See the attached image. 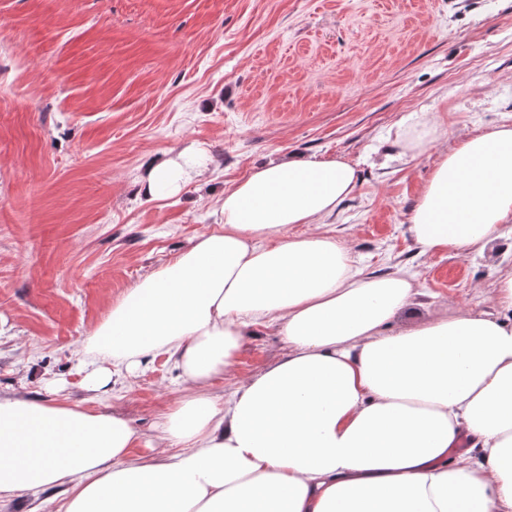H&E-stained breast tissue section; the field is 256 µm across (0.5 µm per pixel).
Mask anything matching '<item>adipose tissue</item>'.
<instances>
[{
    "mask_svg": "<svg viewBox=\"0 0 512 512\" xmlns=\"http://www.w3.org/2000/svg\"><path fill=\"white\" fill-rule=\"evenodd\" d=\"M194 150L146 167L158 198L201 176ZM341 160L269 162L225 190L221 224L129 288L86 338L90 390L166 356L191 391L159 424L156 455L117 413L0 394V501L67 485L64 512H512V272L500 316L469 313L397 333L403 275L371 276L325 234L355 189ZM512 125L437 163L410 221L423 251L503 238ZM275 326L287 355L226 398L246 332Z\"/></svg>",
    "mask_w": 512,
    "mask_h": 512,
    "instance_id": "ef3b65f1",
    "label": "adipose tissue"
}]
</instances>
